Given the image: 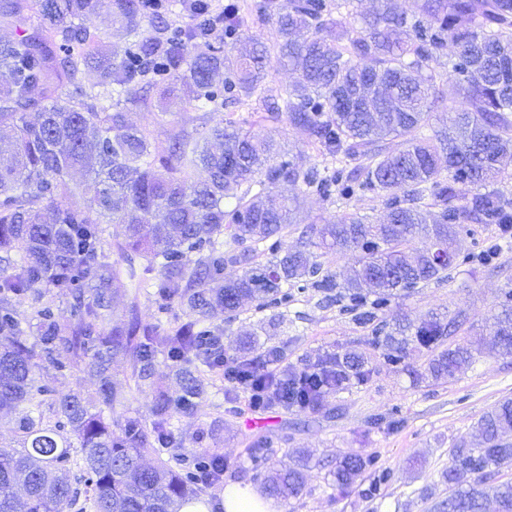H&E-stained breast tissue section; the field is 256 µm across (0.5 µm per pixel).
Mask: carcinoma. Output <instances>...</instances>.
<instances>
[{
	"mask_svg": "<svg viewBox=\"0 0 512 512\" xmlns=\"http://www.w3.org/2000/svg\"><path fill=\"white\" fill-rule=\"evenodd\" d=\"M354 2L336 4L349 10L335 20L325 0H261L257 10L275 22L279 42L232 55L193 45L221 24L226 32L242 28L234 14L170 36L169 20L148 14L143 0H112V36L128 44L119 59L102 52V38L83 24L98 0H0V25L14 28L0 38V72L9 76L0 87V129L11 131L0 140V410L20 411L19 447L0 444V512H65L78 496L65 467L72 460L92 475L94 512H179L197 499L203 487L176 469L185 442L172 419L203 399L201 365L223 370L261 409L316 412L332 395L367 383L374 369L363 353H327L272 378L267 367L282 350L224 344V327L210 322L216 309L231 318L246 300L258 309L286 305L288 285L335 291L352 302V312L369 306L355 319L371 327L370 344L391 350L390 364L401 363L413 342L437 349L419 379L444 380L475 362L477 350L450 341L460 316L431 311L416 324L388 327L378 312L398 292L442 279L457 265L461 221L496 224L504 241L512 233V209L501 195L471 192L501 175L512 150V0H419L412 20L398 0H375L367 13ZM304 30L311 36L301 41L296 33ZM447 42L455 62L438 82L424 68ZM273 62L299 77L281 102L267 106L271 118L284 114L329 154L368 164L322 175L278 160L274 140L224 121V96L215 90L220 74L232 75L245 96H258ZM65 86L74 91L57 93ZM157 87L164 96H186L201 112L198 125L174 127L160 140L130 124L128 112L150 107L148 93ZM458 98L467 107L453 130L424 135L436 104ZM30 112L38 121L26 120ZM387 137L398 143L383 152L376 143ZM75 169L94 175L97 185L85 206L73 200L68 176ZM299 184L324 196L333 187L349 195L355 184L377 190L387 196L386 218L373 224L351 213L311 224L294 250L281 254L273 244L265 263L224 279V265L250 263L257 245L288 231V186ZM426 191L441 207L433 224L421 208ZM232 200L234 208L225 209ZM105 223L115 225V261L104 248ZM246 242L249 248L238 250ZM312 247L323 256L354 253L353 277L338 282ZM126 282L186 306L189 320L167 329L145 322L135 293L109 321ZM57 300L66 301V314L54 313ZM24 305L37 332L31 344L17 318ZM492 327L499 354L512 357V289ZM161 352L178 369L177 391L163 383ZM62 353L72 373L97 378L95 399L78 388L57 394L44 383L62 368ZM118 356L132 359L125 381L112 374ZM130 383L152 394L149 428L137 417L105 416L123 404ZM476 429L482 445L455 448L442 472L448 498L438 512H487L490 503L495 512H512V479L497 480L512 467V443L504 440L512 399L496 403ZM164 450L168 459L145 463ZM256 453L267 495L303 493L308 462L268 471L263 449ZM371 465L368 457L344 454L330 471L332 486L346 491Z\"/></svg>",
	"mask_w": 512,
	"mask_h": 512,
	"instance_id": "obj_1",
	"label": "carcinoma"
}]
</instances>
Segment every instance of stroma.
<instances>
[{
    "label": "stroma",
    "instance_id": "stroma-1",
    "mask_svg": "<svg viewBox=\"0 0 512 512\" xmlns=\"http://www.w3.org/2000/svg\"><path fill=\"white\" fill-rule=\"evenodd\" d=\"M294 81L291 71L271 66L261 97L241 99L224 115L243 130L276 140L285 156H302L305 166L335 167V160L308 136L289 125L286 117L271 118L267 103L281 98ZM198 112L181 97L155 99L149 109L133 110L130 122L155 132L197 123ZM300 201V219L280 237L281 249H294L304 225L323 224L357 213L377 223L386 214L381 193L365 190L351 196L328 197L293 187ZM512 289V244L498 258L483 264L471 261L449 271L444 282H429L392 299L382 315L394 321L420 320L431 311L464 313L466 320L452 340L480 343L475 363L444 384L414 382L410 369H425L430 353L410 345L404 363L387 364V351H371L375 372L369 383L330 397L324 409L313 413L298 408L255 410L246 393L214 375L197 411L173 418L175 432L187 437L185 472L195 470L203 452L222 455L225 483L259 488L253 450L266 446L274 464H292L306 455L310 469L302 496L272 501L274 512H433L447 497L441 481L453 448L473 442L479 418L500 400L512 399V358L491 350L487 319L497 309L503 290ZM347 302L307 287L290 291L287 306L255 310L245 305L232 320L216 316L225 339H254L258 345L286 349V361H316L329 352L365 348L369 329L361 327ZM218 425L215 439L192 443L198 428ZM355 452L371 456L374 464L347 493L332 496L327 484L337 456Z\"/></svg>",
    "mask_w": 512,
    "mask_h": 512
}]
</instances>
